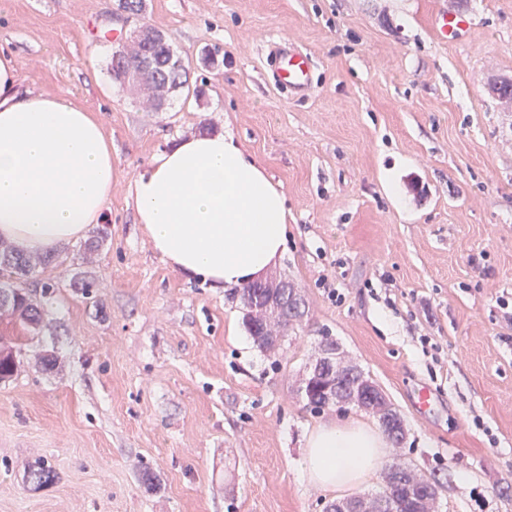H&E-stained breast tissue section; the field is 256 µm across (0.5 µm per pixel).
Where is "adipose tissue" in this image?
<instances>
[{
  "mask_svg": "<svg viewBox=\"0 0 512 512\" xmlns=\"http://www.w3.org/2000/svg\"><path fill=\"white\" fill-rule=\"evenodd\" d=\"M114 178L102 121L73 100L21 90L15 58L0 50V241L26 255L76 242L100 222ZM129 195L153 252L213 286L264 278L286 248L285 194L231 133L179 139ZM386 446L366 422L320 423L306 438V479L356 488L384 466Z\"/></svg>",
  "mask_w": 512,
  "mask_h": 512,
  "instance_id": "obj_1",
  "label": "adipose tissue"
}]
</instances>
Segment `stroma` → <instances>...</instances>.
<instances>
[{
  "instance_id": "35a3bbf8",
  "label": "stroma",
  "mask_w": 512,
  "mask_h": 512,
  "mask_svg": "<svg viewBox=\"0 0 512 512\" xmlns=\"http://www.w3.org/2000/svg\"><path fill=\"white\" fill-rule=\"evenodd\" d=\"M145 3L202 99L156 112L113 82L117 0H0L22 88L98 115L117 167L98 250L77 242L35 268L29 291L54 286L38 324L0 317L20 363L0 382V512H325L340 496L306 481V434L378 422L308 407L299 388L326 336L403 420L388 455L435 481V512H512V107L491 90L512 80V0ZM445 8L474 21L459 41L432 30ZM280 42L312 57L305 98L274 82ZM214 47L223 63L202 67ZM224 130L287 197L274 271L306 313L275 353L245 328L239 289L152 251L128 198L174 140ZM39 457L57 474L41 487Z\"/></svg>"
}]
</instances>
